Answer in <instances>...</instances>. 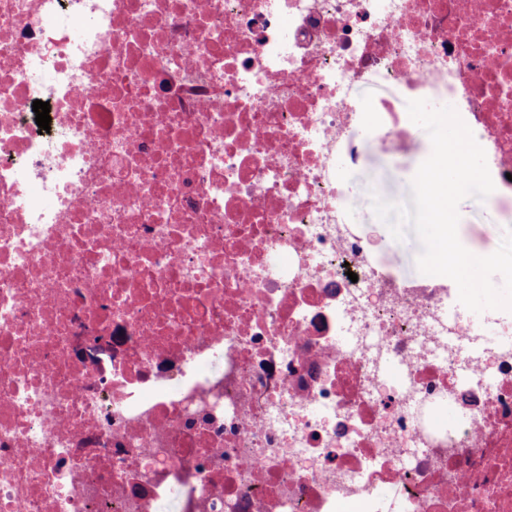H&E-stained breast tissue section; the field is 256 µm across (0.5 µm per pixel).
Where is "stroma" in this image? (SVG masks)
<instances>
[{
    "label": "stroma",
    "mask_w": 512,
    "mask_h": 512,
    "mask_svg": "<svg viewBox=\"0 0 512 512\" xmlns=\"http://www.w3.org/2000/svg\"><path fill=\"white\" fill-rule=\"evenodd\" d=\"M431 141L421 127H413L403 146L392 149L374 145L370 128H362L337 161L350 199L348 220L359 229L373 254L387 263L391 274L406 283L421 281L416 260L421 243L413 232L395 240L388 226L372 209L373 196L404 203L410 197L411 173L429 153ZM459 224L465 244L493 252L507 231L500 224L497 210L486 200L469 197L461 201Z\"/></svg>",
    "instance_id": "35a3bbf8"
}]
</instances>
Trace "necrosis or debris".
Wrapping results in <instances>:
<instances>
[{"instance_id": "1", "label": "necrosis or debris", "mask_w": 512, "mask_h": 512, "mask_svg": "<svg viewBox=\"0 0 512 512\" xmlns=\"http://www.w3.org/2000/svg\"><path fill=\"white\" fill-rule=\"evenodd\" d=\"M373 76L511 224L512 0H0V512H512V313L346 220ZM356 96L366 113L373 112L375 121L378 120L375 110L380 100L389 101L397 112L403 113H408L407 102L413 100L400 95L396 85L380 82L376 78L358 86Z\"/></svg>"}]
</instances>
